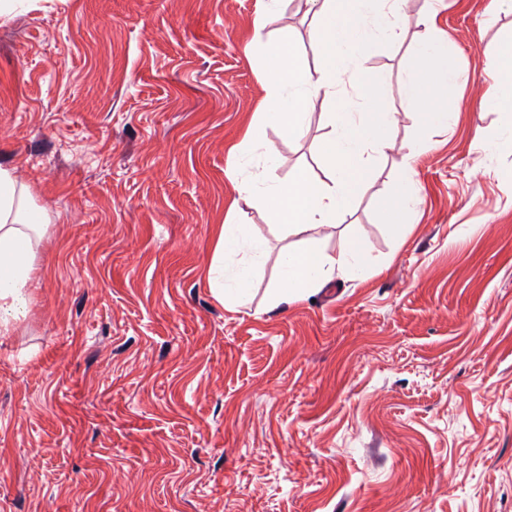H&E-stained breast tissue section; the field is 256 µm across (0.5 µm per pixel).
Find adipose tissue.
<instances>
[{
  "mask_svg": "<svg viewBox=\"0 0 512 512\" xmlns=\"http://www.w3.org/2000/svg\"><path fill=\"white\" fill-rule=\"evenodd\" d=\"M408 0H304L321 24L315 33L320 52L316 70L304 68L287 36L274 49L273 77L264 86L267 111L256 113L235 151L255 155L262 168L238 181L237 202L231 203L221 224L208 268L214 297L234 311L249 302L247 286L265 258V243L237 219L241 206L265 212L283 234L300 235L335 227L357 206L364 175L392 145L395 116L382 106L387 85L384 71L364 72L362 48L391 35L396 19ZM419 63L406 70L402 90L420 127H448L456 116L438 102L440 82L458 75L453 48L429 37L416 47ZM486 100L512 112V50L500 54L488 71ZM336 102L326 113L329 133L319 145L328 172L324 181L297 174L281 184H271L270 173L280 157L259 133L262 126L276 125L284 138L305 137L311 114L307 104L318 95ZM415 172L404 165L396 187L380 204V212L393 236L413 227L416 199ZM47 217L31 209L18 191L10 169L0 166V330L9 331L24 318L32 303L29 288L36 276V249L44 236ZM381 270L379 261L366 251L360 238L348 235L341 251L331 255L318 244L285 248L279 255V279L267 302L276 307L302 300L327 283L366 279Z\"/></svg>",
  "mask_w": 512,
  "mask_h": 512,
  "instance_id": "obj_1",
  "label": "adipose tissue"
}]
</instances>
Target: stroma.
<instances>
[{
	"label": "stroma",
	"mask_w": 512,
	"mask_h": 512,
	"mask_svg": "<svg viewBox=\"0 0 512 512\" xmlns=\"http://www.w3.org/2000/svg\"><path fill=\"white\" fill-rule=\"evenodd\" d=\"M434 12L460 78L456 125L417 123L400 79ZM315 21L281 0H14L0 16V166L48 217L29 312L0 334V512H512V118L482 102L512 48L494 0H412L363 51L390 74L392 148L344 234L387 261L268 308L288 240L241 222L266 261L236 311L212 295L215 235L257 156L229 154L264 108L270 46L319 62ZM329 98L306 136L264 130L272 181L322 180ZM403 242L377 203L403 164Z\"/></svg>",
	"instance_id": "1"
}]
</instances>
